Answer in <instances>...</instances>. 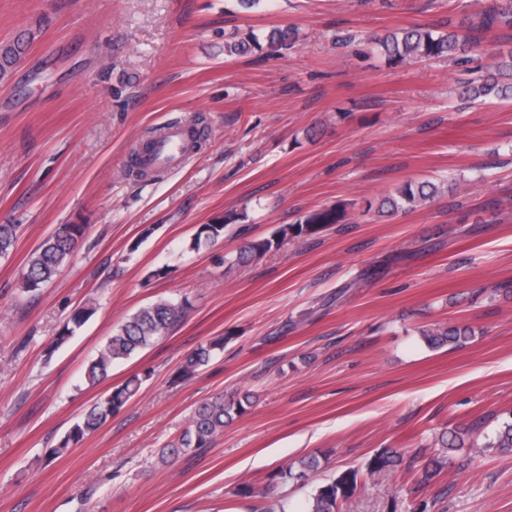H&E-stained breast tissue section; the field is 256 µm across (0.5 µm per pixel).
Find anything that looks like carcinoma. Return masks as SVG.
Returning a JSON list of instances; mask_svg holds the SVG:
<instances>
[{"instance_id": "cac0c4a2", "label": "carcinoma", "mask_w": 512, "mask_h": 512, "mask_svg": "<svg viewBox=\"0 0 512 512\" xmlns=\"http://www.w3.org/2000/svg\"><path fill=\"white\" fill-rule=\"evenodd\" d=\"M495 29L512 31V0H492V3L475 13L473 18L460 26L448 21V30L435 31L424 26H414L391 32L377 40L381 53L393 62H415L446 57L459 66H466L483 58L490 59L486 74L471 79L465 86L464 95L471 102L486 99H512V50L493 52L487 41V34ZM42 27L25 28L7 41H0V81L8 79L15 66L25 57L34 41L41 35ZM265 41L270 48L288 50L297 43V32L288 26L271 30ZM262 50L260 39L254 34L232 36L224 40V54L247 55ZM441 188L430 181L418 184L406 183L395 189V195L383 200L392 210H411L433 199ZM344 208L333 206L316 210L297 224L277 227L268 238L256 239L244 245L233 263L247 265L279 247L286 239L315 238L325 228L339 224ZM236 219L224 216L222 224H206L197 233L192 248L200 246L202 240L215 242ZM19 225L0 224V256H7L13 250L18 238ZM86 232L84 224H60L51 236L31 255L23 273L22 285L27 291H34L51 281L60 269L70 262ZM189 302H173L165 299L137 311L117 326L97 357L86 367L85 380L95 385L109 376L112 365L119 360L151 347L168 335L174 325L186 315ZM425 343L432 349L464 346L476 336V330L469 324H433L420 330ZM225 337L219 336L190 353L182 362L177 379L188 380L207 367L212 359L224 350ZM143 379L135 375L113 390L103 399L94 403L81 421L74 425L60 444L50 450V455L59 456L68 448L79 443L84 436L101 428L112 415L123 408L141 390ZM251 393L238 398H225L218 394L200 403L188 418L186 427L168 444L159 462L196 453L210 446L214 437L224 431V426L235 417L244 414L250 406ZM497 422L494 430L485 436L480 444L473 434L481 432L489 421ZM442 453L427 460L424 465L425 477H433L448 467L449 453L463 448L476 449L482 453L489 448L501 454H512V411L492 414L477 421L472 427L443 432L438 438ZM416 458L404 460V454L397 450H386L372 456L366 464V475L370 479L387 477L403 465L413 468ZM320 461L306 456L280 471L285 481L304 482L318 472ZM360 472L349 469L319 486L313 493L303 512H341V507L357 490Z\"/></svg>"}]
</instances>
